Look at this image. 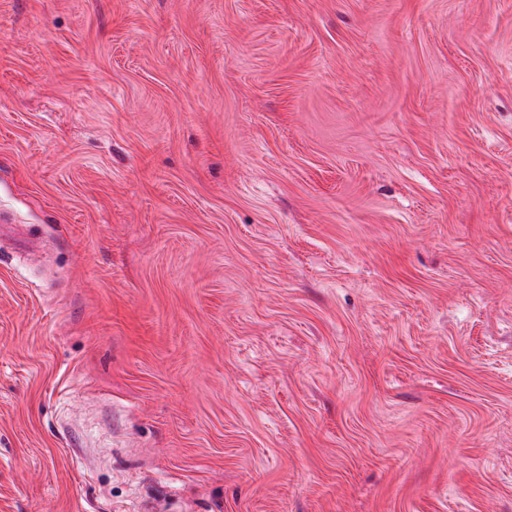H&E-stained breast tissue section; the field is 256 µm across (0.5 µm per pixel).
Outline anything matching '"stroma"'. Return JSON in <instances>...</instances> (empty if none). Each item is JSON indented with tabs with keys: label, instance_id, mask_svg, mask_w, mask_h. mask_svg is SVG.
Instances as JSON below:
<instances>
[{
	"label": "stroma",
	"instance_id": "1",
	"mask_svg": "<svg viewBox=\"0 0 512 512\" xmlns=\"http://www.w3.org/2000/svg\"><path fill=\"white\" fill-rule=\"evenodd\" d=\"M0 512H512V0H0Z\"/></svg>",
	"mask_w": 512,
	"mask_h": 512
}]
</instances>
